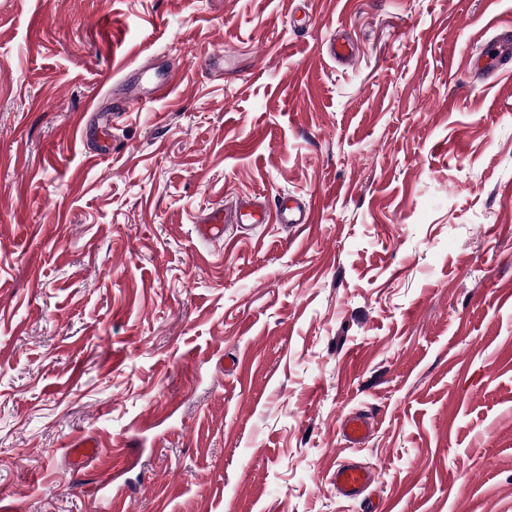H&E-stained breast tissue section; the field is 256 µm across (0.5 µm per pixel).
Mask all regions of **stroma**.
I'll use <instances>...</instances> for the list:
<instances>
[{"label": "stroma", "instance_id": "obj_1", "mask_svg": "<svg viewBox=\"0 0 512 512\" xmlns=\"http://www.w3.org/2000/svg\"><path fill=\"white\" fill-rule=\"evenodd\" d=\"M507 27L512 0H0V497L361 512L351 457L385 512H512V59L470 64ZM146 60L165 99L122 85ZM286 193L314 224L197 231ZM84 437L105 488L70 485ZM339 433L349 448L364 446L373 433V423L362 414H352L340 422ZM375 482L372 470L360 462L345 460L336 463L335 469L329 477V483L336 488L337 494L346 501H359L367 504L369 509V490ZM372 510V507L369 509Z\"/></svg>", "mask_w": 512, "mask_h": 512}]
</instances>
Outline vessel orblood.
<instances>
[{
  "mask_svg": "<svg viewBox=\"0 0 512 512\" xmlns=\"http://www.w3.org/2000/svg\"><path fill=\"white\" fill-rule=\"evenodd\" d=\"M312 206L303 197L288 195L281 197L274 205L268 206L260 202H245L243 207L228 212L213 210L201 227L204 237L220 239L230 224H290L305 227L312 223ZM339 432L349 447L364 446L373 433V424L369 417L353 414L340 422ZM100 453L97 443L91 439L74 440L66 450L73 485L85 483V475L89 464ZM330 484L337 494L347 501L369 503V490L375 482L372 470L362 463L345 460L337 463L329 477Z\"/></svg>",
  "mask_w": 512,
  "mask_h": 512,
  "instance_id": "b4317fda",
  "label": "vessel or blood"
}]
</instances>
